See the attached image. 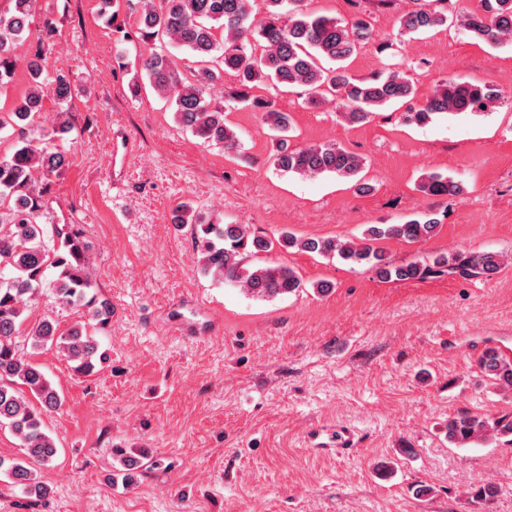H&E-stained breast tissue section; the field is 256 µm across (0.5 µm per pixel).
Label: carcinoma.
<instances>
[{"mask_svg":"<svg viewBox=\"0 0 512 512\" xmlns=\"http://www.w3.org/2000/svg\"><path fill=\"white\" fill-rule=\"evenodd\" d=\"M13 9L0 13V85L11 78L17 58L15 50L30 34L38 0H11ZM304 0H143L138 21L140 39L168 42L190 50L199 67L191 77H183L174 57L153 51L142 59L150 86L163 100L174 104L175 121L203 143L220 145L224 152L239 147V137L224 122V110L211 107L210 93L224 72L231 71L241 86L270 79L284 88H305L308 101L317 104L326 94L334 96L337 110L349 123L368 121L375 111L396 102H408L417 89L405 76L390 72L357 78L345 62L372 36L370 24L361 18L342 22L308 11ZM476 39L492 45L512 42V0H477V5L456 16ZM444 12L412 9L403 13L400 27L408 32H424L445 26ZM261 52H256V43ZM333 62L335 66L325 67ZM25 67L30 89L13 107L0 110V132L10 129L12 151L0 153V427L9 429L25 449L21 459L0 458V473L27 497L39 500L49 494L38 471L57 455L53 440L43 430V415L60 410L62 399L42 368L20 354L13 339L24 318V306L36 300L49 269L57 270L53 292L66 304L86 302L93 307L98 322H108L112 305L87 300L92 281L88 273L89 245L80 229L72 224H56L53 236L58 247L44 241L43 191L35 184V173L50 178L69 165L70 155L57 145L59 136L70 132L63 120L53 132L30 136L31 118L42 110L44 99L53 95L63 100L69 82L61 74L46 71L42 54L27 57ZM500 99L498 90L456 78L436 83L423 104L402 114L406 123L425 124L436 114L482 113ZM263 122L276 143L274 167L302 176L335 174L354 177L364 161L339 144L292 148L285 133L290 129L287 113L259 105ZM420 190L433 196H456L462 184L451 178L429 174ZM175 223L195 228V244L204 271L226 282L240 285L256 298L269 299L302 290L303 282L288 265L268 260L249 268L245 254L257 256L274 248L297 249L319 255L338 254L353 264H367L383 280L409 281L459 275L463 278L491 277L501 265L496 252L440 254L428 260L395 265L377 242L397 238L418 242L433 235L434 218L411 219L404 224H375L367 228L361 242H339L329 238H299L290 231L272 241L247 235L241 224H211L184 206L176 210ZM28 336L35 350L54 347L75 372L88 375L95 359H105L99 343L83 325L59 332L44 319L29 325ZM481 373L503 388L512 387V360L494 347L486 348L477 360ZM29 392L36 400L24 397ZM448 442L463 447L499 436L512 435V413L495 417L460 412L448 419ZM473 496L491 505L498 488L483 483L473 488Z\"/></svg>","mask_w":512,"mask_h":512,"instance_id":"obj_1","label":"carcinoma"}]
</instances>
